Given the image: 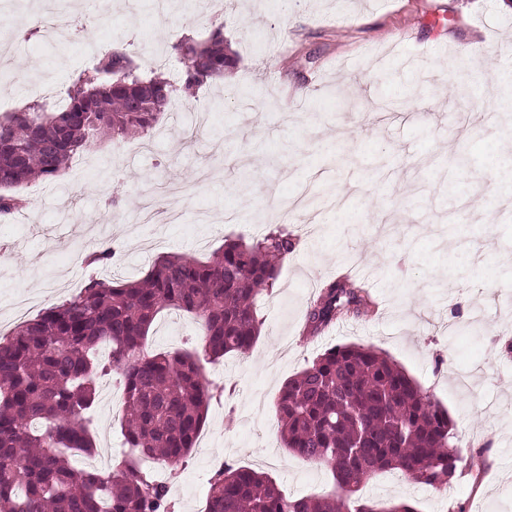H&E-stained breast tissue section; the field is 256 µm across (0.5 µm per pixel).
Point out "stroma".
I'll return each mask as SVG.
<instances>
[{
  "label": "stroma",
  "mask_w": 512,
  "mask_h": 512,
  "mask_svg": "<svg viewBox=\"0 0 512 512\" xmlns=\"http://www.w3.org/2000/svg\"><path fill=\"white\" fill-rule=\"evenodd\" d=\"M82 12L85 42L0 38V115L32 102L35 71L67 86L92 67L84 43L125 49L141 70L176 82L174 44L215 27L237 57L194 100L174 101L145 138L78 153L59 181L20 188L26 208L0 222V336L25 316L76 295L89 275L135 279L161 255L207 259L229 238L286 226L296 241L259 300L253 348L208 368L223 387L186 462L158 469L178 512H204L220 463L270 475L286 496L330 493L326 466L283 447L274 401L326 349L385 352L454 424L462 457L448 493L399 472L368 480L363 497L404 499L417 512H512V212L496 182L471 193L486 161L512 156V129L483 103L467 106L477 63L512 74V10L500 0H34L24 28L49 12ZM324 196L314 214L283 218L297 187ZM182 210L175 223L135 224L145 202ZM109 241L113 264L81 261ZM351 267L378 305L320 334L304 332L321 288ZM202 344L175 310L151 328L148 352ZM95 443L121 448V404L97 399Z\"/></svg>",
  "instance_id": "1"
}]
</instances>
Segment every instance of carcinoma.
Returning a JSON list of instances; mask_svg holds the SVG:
<instances>
[{
    "label": "carcinoma",
    "instance_id": "obj_1",
    "mask_svg": "<svg viewBox=\"0 0 512 512\" xmlns=\"http://www.w3.org/2000/svg\"><path fill=\"white\" fill-rule=\"evenodd\" d=\"M181 78L144 76L123 50L108 49L72 81L61 107L36 101L0 117V215L21 201L10 194L62 178L76 154L103 137L144 135L171 101L187 97L236 65L218 27L203 42L174 46ZM294 238L277 229L247 242L227 240L207 260L161 255L134 280L89 276L81 291L0 338V512H175L167 486L142 463L184 461L196 447L212 390L206 364L244 354L261 329L258 297L272 290ZM116 250L89 254L103 265ZM347 278L323 289L307 314L317 330L342 314L368 312ZM176 309L193 317L201 350L145 352L157 317ZM110 348L120 376L125 448L108 472L73 465L94 438L86 413L98 397L96 352ZM283 447L325 465L337 490L285 496L267 474L226 464L211 479L205 512H417L409 502L380 507L357 496L372 475L397 470L448 492L460 457L448 411L386 354L336 345L281 388L276 398Z\"/></svg>",
    "mask_w": 512,
    "mask_h": 512
}]
</instances>
